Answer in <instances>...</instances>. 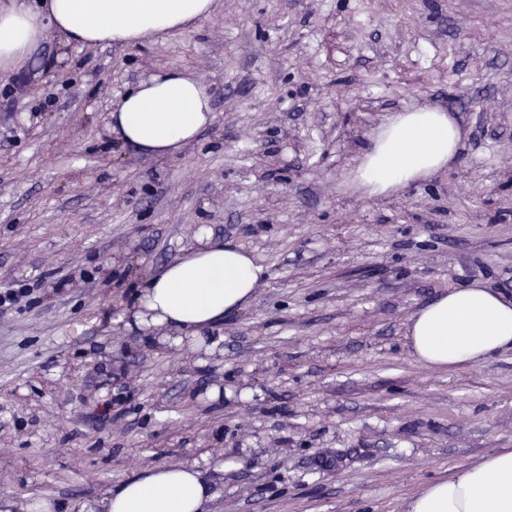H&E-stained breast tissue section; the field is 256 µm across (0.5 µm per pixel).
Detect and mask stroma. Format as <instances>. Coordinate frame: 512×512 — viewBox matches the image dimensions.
Instances as JSON below:
<instances>
[{"mask_svg": "<svg viewBox=\"0 0 512 512\" xmlns=\"http://www.w3.org/2000/svg\"><path fill=\"white\" fill-rule=\"evenodd\" d=\"M215 119L155 156L108 116L152 76ZM444 109V169L384 195L354 174L394 112ZM267 270L222 342L127 315L139 280L206 241ZM512 297V0H214L184 31L86 46L46 29L0 71V496L89 512L197 463L206 512H406L512 448V350L432 369L411 316L455 288Z\"/></svg>", "mask_w": 512, "mask_h": 512, "instance_id": "35a3bbf8", "label": "stroma"}]
</instances>
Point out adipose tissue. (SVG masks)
<instances>
[{"instance_id": "1", "label": "adipose tissue", "mask_w": 512, "mask_h": 512, "mask_svg": "<svg viewBox=\"0 0 512 512\" xmlns=\"http://www.w3.org/2000/svg\"><path fill=\"white\" fill-rule=\"evenodd\" d=\"M214 0H45L41 7L0 6V68L19 67L45 28L85 45H132L184 30L211 14ZM214 120L207 86L170 72L129 90L109 114L122 142L166 155L192 142ZM460 132L433 108L392 113L371 136L356 181L384 194L444 168ZM266 270L233 241L207 245L142 279L133 302L137 328L169 329L174 343L197 342L203 330L252 299ZM410 349L429 368L474 366L512 349V300L482 287L458 288L417 310ZM210 489L189 464L152 467L124 481L100 512H202ZM407 512H512V448L424 486Z\"/></svg>"}]
</instances>
